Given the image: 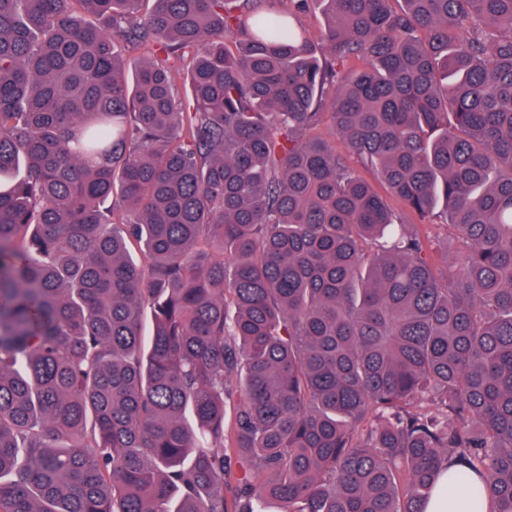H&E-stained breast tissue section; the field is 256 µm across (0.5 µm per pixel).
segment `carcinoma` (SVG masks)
Returning <instances> with one entry per match:
<instances>
[{
  "mask_svg": "<svg viewBox=\"0 0 512 512\" xmlns=\"http://www.w3.org/2000/svg\"><path fill=\"white\" fill-rule=\"evenodd\" d=\"M270 2L0 0V512H512V0ZM455 468H451L444 474L440 487L434 492L428 502L425 512H475L472 492L466 485H459L452 481ZM448 488L455 490L451 503V510L448 505Z\"/></svg>",
  "mask_w": 512,
  "mask_h": 512,
  "instance_id": "cac0c4a2",
  "label": "carcinoma"
}]
</instances>
